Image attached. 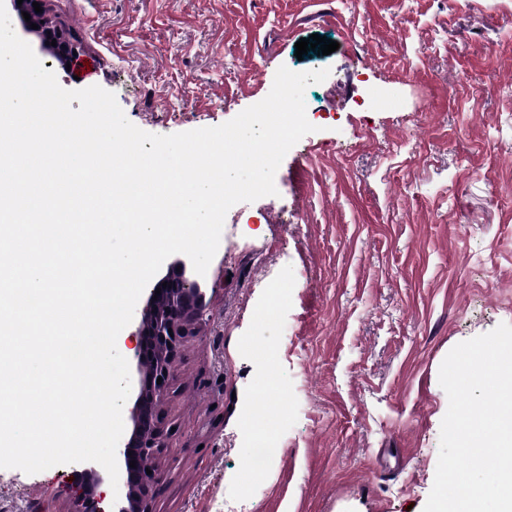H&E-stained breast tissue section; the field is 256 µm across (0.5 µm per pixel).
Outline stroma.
Masks as SVG:
<instances>
[{"mask_svg":"<svg viewBox=\"0 0 512 512\" xmlns=\"http://www.w3.org/2000/svg\"><path fill=\"white\" fill-rule=\"evenodd\" d=\"M9 17L63 88L101 86L158 135L231 120L280 66L328 70L304 93L315 132L276 195L228 211L198 280L200 331L158 408L154 509L224 512L231 494L247 512H423L440 365L512 324V0H49L71 68ZM313 34L338 50L296 58ZM272 285L288 299L266 314ZM256 403L283 446L261 481ZM84 469H0V512H73Z\"/></svg>","mask_w":512,"mask_h":512,"instance_id":"obj_1","label":"stroma"}]
</instances>
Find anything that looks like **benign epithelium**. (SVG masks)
Instances as JSON below:
<instances>
[{
  "instance_id": "1",
  "label": "benign epithelium",
  "mask_w": 512,
  "mask_h": 512,
  "mask_svg": "<svg viewBox=\"0 0 512 512\" xmlns=\"http://www.w3.org/2000/svg\"><path fill=\"white\" fill-rule=\"evenodd\" d=\"M40 3L47 10V0H11V5L19 12L30 14V20L44 24L43 14L34 11L33 2ZM42 41L56 40V45L46 49L67 56H73L78 47L64 39L58 28L39 29ZM172 286L163 287V283ZM161 295L149 296L142 312L137 336L136 350L137 388L129 408L132 424L131 432L124 446L117 450L119 466L118 497L105 500L95 493V488L110 484L109 476L91 466L84 470L82 477L88 479V489L78 501L75 512H154V487L156 474H147L150 461L160 452L162 430L158 422L157 409L163 400L169 380V367L174 355L186 337L194 335V330L202 319L204 296L195 281L186 277L185 267L166 274L156 283ZM162 382H157V378ZM136 461V467L129 466Z\"/></svg>"
}]
</instances>
